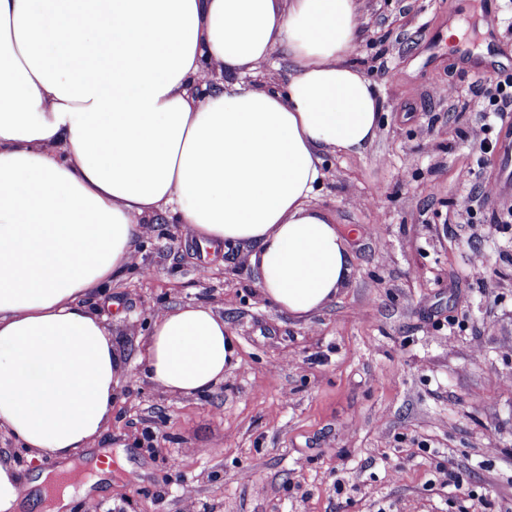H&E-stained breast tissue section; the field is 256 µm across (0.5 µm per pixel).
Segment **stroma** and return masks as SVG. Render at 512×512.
Returning a JSON list of instances; mask_svg holds the SVG:
<instances>
[{
	"instance_id": "stroma-1",
	"label": "stroma",
	"mask_w": 512,
	"mask_h": 512,
	"mask_svg": "<svg viewBox=\"0 0 512 512\" xmlns=\"http://www.w3.org/2000/svg\"><path fill=\"white\" fill-rule=\"evenodd\" d=\"M357 5L352 58L380 127L363 154L325 155L314 199L347 242V287L295 319L264 299L245 248L154 224L101 306L127 377L98 442L112 461L99 512H512V165L478 147L502 130L493 80L436 39L462 28L512 80V0ZM477 251L485 287L468 274ZM199 302L239 364L205 396L163 394L142 375L150 320Z\"/></svg>"
}]
</instances>
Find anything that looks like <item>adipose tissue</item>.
<instances>
[{"mask_svg": "<svg viewBox=\"0 0 512 512\" xmlns=\"http://www.w3.org/2000/svg\"><path fill=\"white\" fill-rule=\"evenodd\" d=\"M355 0H0V432L72 463L112 423L124 362L94 290L173 213L200 246H244L263 297L305 319L351 257L312 204L326 153L374 141L350 61ZM284 88L257 78L276 52ZM144 376L193 397L238 364L203 304L158 311Z\"/></svg>", "mask_w": 512, "mask_h": 512, "instance_id": "adipose-tissue-1", "label": "adipose tissue"}]
</instances>
